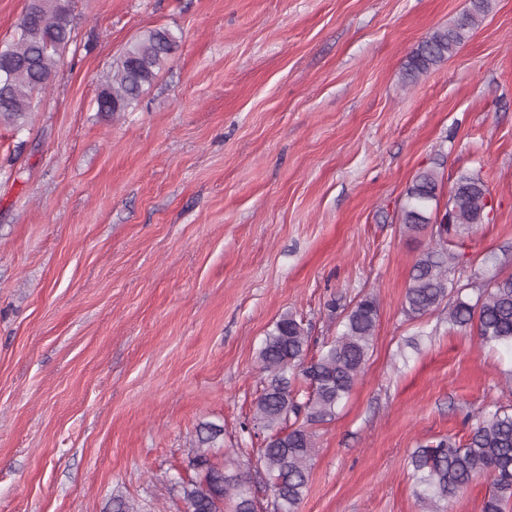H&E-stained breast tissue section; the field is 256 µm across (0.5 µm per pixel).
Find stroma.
<instances>
[{
    "label": "stroma",
    "instance_id": "obj_1",
    "mask_svg": "<svg viewBox=\"0 0 512 512\" xmlns=\"http://www.w3.org/2000/svg\"><path fill=\"white\" fill-rule=\"evenodd\" d=\"M469 0H73L74 40L22 124L0 121V512H184L202 424L213 463L252 460L258 351L285 313L309 355L374 294L365 370L315 449L298 512H425L415 448L512 405V350L447 307L404 312L432 244L400 205L423 169L479 174L492 220L448 238L455 276L512 275V0L404 84ZM178 40L138 102L96 98L125 46ZM336 302L328 310V302Z\"/></svg>",
    "mask_w": 512,
    "mask_h": 512
}]
</instances>
